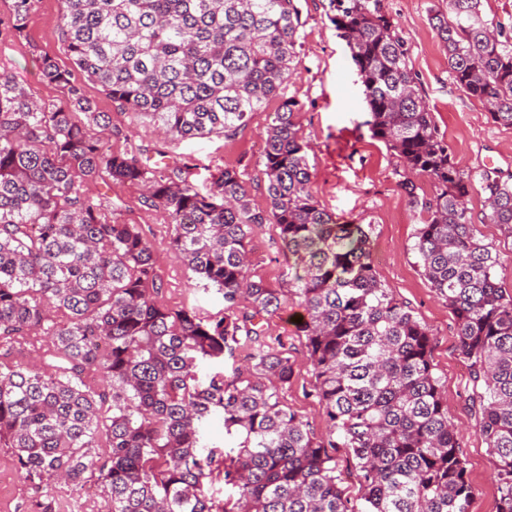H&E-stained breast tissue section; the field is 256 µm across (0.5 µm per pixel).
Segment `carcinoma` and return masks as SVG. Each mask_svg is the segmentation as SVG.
Returning <instances> with one entry per match:
<instances>
[{
	"mask_svg": "<svg viewBox=\"0 0 512 512\" xmlns=\"http://www.w3.org/2000/svg\"><path fill=\"white\" fill-rule=\"evenodd\" d=\"M33 2L14 0L18 36ZM340 4L333 22L364 87L372 137L436 186L413 250L455 318L468 405L497 471V512H512V294L465 207L472 176L454 163L382 0ZM431 21L454 83L512 128V32L486 19L483 0H448ZM303 27L300 0H64L60 34L112 102L178 141L234 138L282 94ZM42 73L66 103H39L0 73V448L12 449L26 481L93 482L105 512H350L328 452L339 432L359 461L365 512H470L431 333L382 287L364 225L336 223L314 198L298 101L282 99L267 128L269 208L260 211L234 169L217 170L202 195L181 167L112 152L90 135L109 129V113L53 59ZM99 180L146 186L171 246L222 294L224 316L206 321L160 301L152 243L90 195ZM480 189L487 223L512 235V182L487 170ZM255 224L279 229L324 438L279 398L293 368L261 336L287 299L247 276ZM241 343L259 378L199 377L201 362ZM214 414L239 438L229 452L204 436ZM215 479L236 489L233 502L209 496Z\"/></svg>",
	"mask_w": 512,
	"mask_h": 512,
	"instance_id": "obj_1",
	"label": "carcinoma"
}]
</instances>
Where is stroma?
<instances>
[{
	"label": "stroma",
	"instance_id": "stroma-1",
	"mask_svg": "<svg viewBox=\"0 0 512 512\" xmlns=\"http://www.w3.org/2000/svg\"><path fill=\"white\" fill-rule=\"evenodd\" d=\"M383 9L409 47L410 66L419 78V92L429 104L436 122L446 136L455 162L472 176L486 167L512 176V128L494 123L488 104L469 97L453 81L448 55L430 15L448 8L447 0H382ZM302 18L301 63L282 97L298 101L296 121L309 145L308 162L312 192L322 209L337 223L362 224L372 239L371 260L383 288L410 309L433 336L432 363L448 404V414L459 426L469 481L473 488L471 512H497L494 465L467 409L472 392L469 363L457 348L456 325L445 303L436 295L422 273L413 251L415 234L427 218L414 207L401 187L407 177L402 160L372 138L370 114L362 93L350 48L333 22L332 0H300ZM62 0H35L24 37L13 36L10 21L13 0H0V71L12 73L32 95L45 103L64 102L57 85L41 75V61L52 58L68 70L74 83L99 111L109 113L116 130L111 140L116 152H135L138 157H155L164 151L169 163L192 162L190 179L200 191H207L211 171L231 167L242 176L252 206L267 209V177L262 154L264 137L282 97L270 99L252 113L248 125L232 139L220 136L184 141L164 140L141 113L115 106L101 88L88 81L74 66L59 38ZM118 219L141 225L155 245V259L164 283L163 302L196 310L215 318L224 312V301L213 288L201 282L169 245L168 226L162 211L143 202V189L136 185H110L105 189ZM466 206L482 239L499 254L496 277L512 293V236L499 225L484 221L486 207L480 188H473ZM251 264L248 274L282 291L289 288L285 259L276 225L255 226L249 243ZM303 315L297 302L285 304L269 317L264 340L270 350L288 357L293 376L280 390L283 404L307 423L310 432L323 436L327 427L324 407L312 394L313 368L305 339L298 331ZM341 473V489L351 512H364L361 472L351 449L331 451ZM0 482L7 491L9 512H31L33 500L56 502L71 497L80 512H99L100 499L93 486L72 489L51 480L33 489L0 451Z\"/></svg>",
	"mask_w": 512,
	"mask_h": 512
}]
</instances>
